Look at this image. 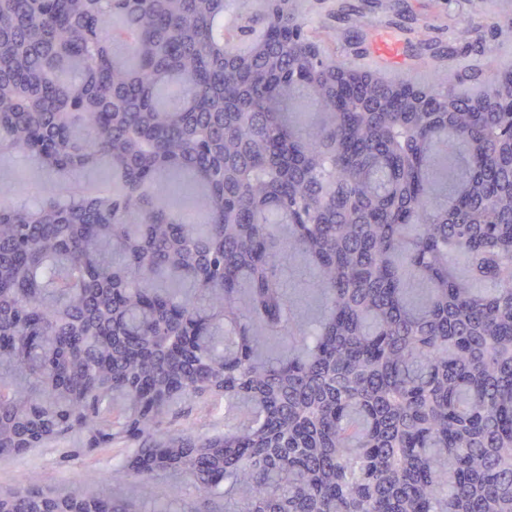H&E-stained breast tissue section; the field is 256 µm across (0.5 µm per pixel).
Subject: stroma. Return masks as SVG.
Wrapping results in <instances>:
<instances>
[{
	"label": "stroma",
	"instance_id": "stroma-1",
	"mask_svg": "<svg viewBox=\"0 0 512 512\" xmlns=\"http://www.w3.org/2000/svg\"><path fill=\"white\" fill-rule=\"evenodd\" d=\"M306 23L323 49H334L362 71L378 73L388 65L377 50L380 36L393 38L401 60L417 78L428 69L420 46L435 44L447 51L444 63L457 67L458 79L470 83L471 72L458 68V55L476 39H483L485 67L482 80H494L500 66L512 60V49L484 36L485 27L497 20L512 21V0H303ZM119 444L83 448L76 439H61L24 455L0 457V492L15 487L19 474L34 473L38 481L55 490L64 489L71 475H78L88 493L109 496L119 492L130 497L132 485L115 487L107 475Z\"/></svg>",
	"mask_w": 512,
	"mask_h": 512
}]
</instances>
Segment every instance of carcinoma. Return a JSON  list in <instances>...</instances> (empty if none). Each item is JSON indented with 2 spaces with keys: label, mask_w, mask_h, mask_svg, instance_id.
Returning a JSON list of instances; mask_svg holds the SVG:
<instances>
[{
  "label": "carcinoma",
  "mask_w": 512,
  "mask_h": 512,
  "mask_svg": "<svg viewBox=\"0 0 512 512\" xmlns=\"http://www.w3.org/2000/svg\"><path fill=\"white\" fill-rule=\"evenodd\" d=\"M0 0V456L118 440L116 485L10 512H512V138L499 79L430 108L324 54L295 0ZM224 398V433L198 405ZM169 470L167 489L155 482ZM23 170V172H19ZM9 191L18 201L23 202L51 191H56V186L47 182L43 175H34L25 168L16 167L12 171L4 166L1 172L0 167V189Z\"/></svg>",
  "instance_id": "carcinoma-1"
}]
</instances>
